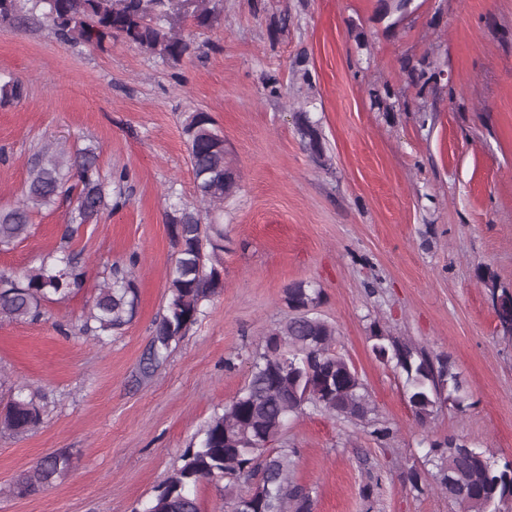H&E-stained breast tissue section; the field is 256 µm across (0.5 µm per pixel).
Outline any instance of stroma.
I'll return each instance as SVG.
<instances>
[{"label":"stroma","mask_w":512,"mask_h":512,"mask_svg":"<svg viewBox=\"0 0 512 512\" xmlns=\"http://www.w3.org/2000/svg\"><path fill=\"white\" fill-rule=\"evenodd\" d=\"M205 26L181 18L193 47L163 62L123 41L60 40L47 23H0V77L24 87L0 101V207L21 197L47 144L92 146L103 174L126 168L128 203L70 244L87 265L79 294L37 322H0V372L41 395L40 428L0 436V512H142L154 489L250 376L251 360L289 315L296 281L321 288L318 314L357 370L384 441L307 410L278 440L294 448L313 512H458L422 468L450 436L512 458V338L499 333L478 277L512 288V0H212ZM210 113L237 189L219 213L224 289L168 362L141 361L164 304L174 250L168 191L197 205L182 123ZM322 132L305 149L297 116ZM63 210L32 215L30 236L0 252L21 270L60 243ZM138 254L139 305L100 343L72 332L105 265ZM384 334L448 356L464 408L417 424L404 375L373 354ZM70 469L52 486L11 488L46 454ZM382 477L366 494L367 470Z\"/></svg>","instance_id":"obj_1"}]
</instances>
